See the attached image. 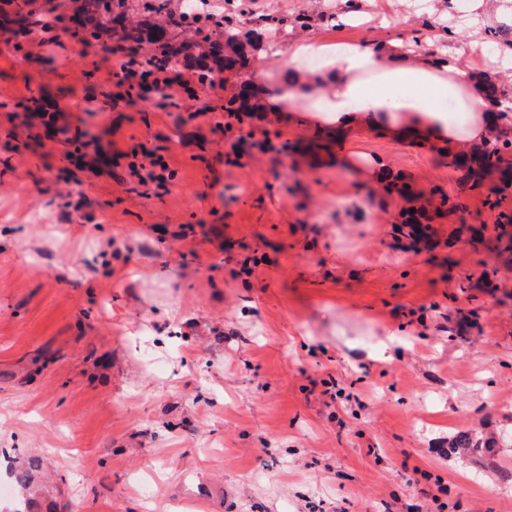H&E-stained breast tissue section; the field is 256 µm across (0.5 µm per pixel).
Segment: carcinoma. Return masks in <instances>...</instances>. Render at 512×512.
Masks as SVG:
<instances>
[{"mask_svg": "<svg viewBox=\"0 0 512 512\" xmlns=\"http://www.w3.org/2000/svg\"><path fill=\"white\" fill-rule=\"evenodd\" d=\"M182 9L170 11V0H138L137 10L141 19H130L128 0H81L76 14L68 18L62 30L81 34L85 41L98 40L120 29L117 38L126 44L132 59H139L138 52L145 45L151 46L150 55H161L175 66L194 69L206 78H213L214 69L209 62L224 64L230 71L243 72L251 67L248 48L253 46L254 29L243 23H232L230 15L237 13L235 0H224L222 31L208 25L214 14L191 7L190 0H181ZM33 16L30 0H12V10L3 14L0 26L12 32L17 39L27 34V24ZM483 97L490 105L503 100L512 103V87L500 83L493 76L476 71L473 73ZM224 111L240 112L250 116L260 111L253 89L236 90L224 102ZM509 142L483 151L479 157L485 168L497 166L501 152Z\"/></svg>", "mask_w": 512, "mask_h": 512, "instance_id": "obj_1", "label": "carcinoma"}]
</instances>
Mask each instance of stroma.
<instances>
[{"mask_svg":"<svg viewBox=\"0 0 512 512\" xmlns=\"http://www.w3.org/2000/svg\"><path fill=\"white\" fill-rule=\"evenodd\" d=\"M428 2L365 0L338 27L342 0H242L238 19L312 15L258 50L279 80L292 39L427 45ZM112 68L103 43L0 30V512L33 456L28 512H512V154L469 173L438 143L320 130L310 98L215 130L201 112L233 84L145 101ZM33 99L62 134L22 125ZM84 137L110 174L77 166ZM143 146L168 187L130 177ZM462 430L492 447H452ZM438 483L441 510L419 494Z\"/></svg>","mask_w":512,"mask_h":512,"instance_id":"35a3bbf8","label":"stroma"}]
</instances>
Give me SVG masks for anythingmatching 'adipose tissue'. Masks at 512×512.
Masks as SVG:
<instances>
[{
    "label": "adipose tissue",
    "mask_w": 512,
    "mask_h": 512,
    "mask_svg": "<svg viewBox=\"0 0 512 512\" xmlns=\"http://www.w3.org/2000/svg\"><path fill=\"white\" fill-rule=\"evenodd\" d=\"M307 53L327 55L335 74L298 79L288 90L261 82L266 111H282L287 101L315 88L319 103L313 116L322 128H376L402 141L469 148L512 129V118L492 112L458 53L407 52L396 44L377 52L355 45L329 51L316 43L292 44V57Z\"/></svg>",
    "instance_id": "ef3b65f1"
}]
</instances>
